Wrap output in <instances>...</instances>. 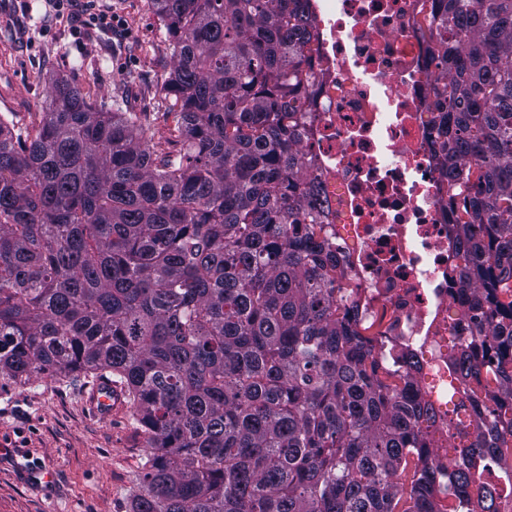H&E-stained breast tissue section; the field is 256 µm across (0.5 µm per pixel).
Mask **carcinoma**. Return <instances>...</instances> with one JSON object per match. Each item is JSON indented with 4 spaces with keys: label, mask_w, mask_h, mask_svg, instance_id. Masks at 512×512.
I'll list each match as a JSON object with an SVG mask.
<instances>
[{
    "label": "carcinoma",
    "mask_w": 512,
    "mask_h": 512,
    "mask_svg": "<svg viewBox=\"0 0 512 512\" xmlns=\"http://www.w3.org/2000/svg\"><path fill=\"white\" fill-rule=\"evenodd\" d=\"M171 152L58 81L0 117V380L115 377L150 454L128 512H501L512 502V0L424 34L471 339L448 374L358 328L308 175L307 0H150Z\"/></svg>",
    "instance_id": "obj_1"
}]
</instances>
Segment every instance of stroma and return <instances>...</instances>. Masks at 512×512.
<instances>
[{"label":"stroma","mask_w":512,"mask_h":512,"mask_svg":"<svg viewBox=\"0 0 512 512\" xmlns=\"http://www.w3.org/2000/svg\"><path fill=\"white\" fill-rule=\"evenodd\" d=\"M86 0H0V115L37 124L62 78L112 111L139 113L156 142L169 138V38L148 0H95L111 27L88 23ZM94 375L41 378L0 390V445L25 451L54 482L22 478L0 458V512H126L149 450L122 401L111 418L89 412Z\"/></svg>","instance_id":"obj_1"}]
</instances>
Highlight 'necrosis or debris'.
<instances>
[{"instance_id": "obj_1", "label": "necrosis or debris", "mask_w": 512, "mask_h": 512, "mask_svg": "<svg viewBox=\"0 0 512 512\" xmlns=\"http://www.w3.org/2000/svg\"><path fill=\"white\" fill-rule=\"evenodd\" d=\"M433 0H309L319 79L305 148L331 198L326 226L359 287V319L397 350L434 357L458 287L456 230L418 24Z\"/></svg>"}]
</instances>
